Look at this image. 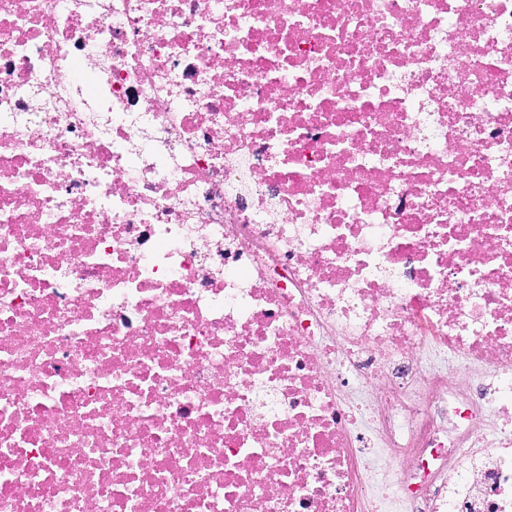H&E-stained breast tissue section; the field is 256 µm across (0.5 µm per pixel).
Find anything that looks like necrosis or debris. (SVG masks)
Returning a JSON list of instances; mask_svg holds the SVG:
<instances>
[{"instance_id": "necrosis-or-debris-1", "label": "necrosis or debris", "mask_w": 512, "mask_h": 512, "mask_svg": "<svg viewBox=\"0 0 512 512\" xmlns=\"http://www.w3.org/2000/svg\"><path fill=\"white\" fill-rule=\"evenodd\" d=\"M0 512H512V0H0Z\"/></svg>"}]
</instances>
